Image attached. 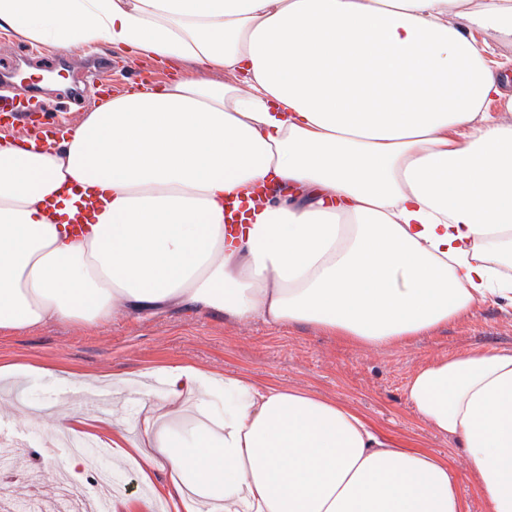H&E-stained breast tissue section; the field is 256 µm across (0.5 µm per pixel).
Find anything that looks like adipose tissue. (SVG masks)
Listing matches in <instances>:
<instances>
[{
	"mask_svg": "<svg viewBox=\"0 0 512 512\" xmlns=\"http://www.w3.org/2000/svg\"><path fill=\"white\" fill-rule=\"evenodd\" d=\"M0 28L236 76L113 96L55 146L0 142V334L177 307L378 348L512 301V81L478 40H512V0H0ZM87 191L105 207L75 236ZM142 378L158 403L135 422L50 419L136 463L152 494L112 512H467L459 464L486 512H512V349L410 378L458 456L309 390L228 375L216 417L194 364Z\"/></svg>",
	"mask_w": 512,
	"mask_h": 512,
	"instance_id": "obj_1",
	"label": "adipose tissue"
}]
</instances>
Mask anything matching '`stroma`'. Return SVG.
Returning <instances> with one entry per match:
<instances>
[{"label":"stroma","instance_id":"35a3bbf8","mask_svg":"<svg viewBox=\"0 0 512 512\" xmlns=\"http://www.w3.org/2000/svg\"><path fill=\"white\" fill-rule=\"evenodd\" d=\"M146 68L156 71L164 83L181 77L226 78L221 71L177 62L161 65L107 45L94 51L45 44L36 48L0 30V80L11 78L18 93L22 90L16 80L19 72L37 80L46 73L60 74L66 86H42L40 105L43 112L73 126L93 107L95 99L85 87L100 70L128 71L129 81L113 88L118 94L141 89L136 75ZM511 348L512 302L505 299L479 304L469 316L415 337L407 345L379 349L343 342L308 326L273 328L257 322L240 327L176 309L120 317L97 330L50 323L29 332L0 335V363L52 362L97 379L91 392L78 396L75 382L33 374L17 382L24 391V403L0 399V434L13 444L21 461L11 473L9 494L0 503V512H18V503L29 497L39 500L45 512H52L64 495H99L89 471L76 479L63 478L55 437L31 413L68 394L71 410L97 417L98 399L109 391L106 379L115 374L190 362L217 376L231 372L263 385L305 388L348 404L384 429L445 454L453 451L454 442L432 432L411 410L406 393L409 379L420 366L444 357L475 349Z\"/></svg>","mask_w":512,"mask_h":512}]
</instances>
